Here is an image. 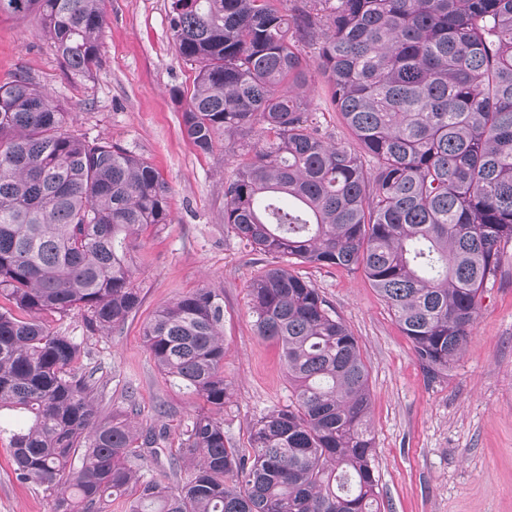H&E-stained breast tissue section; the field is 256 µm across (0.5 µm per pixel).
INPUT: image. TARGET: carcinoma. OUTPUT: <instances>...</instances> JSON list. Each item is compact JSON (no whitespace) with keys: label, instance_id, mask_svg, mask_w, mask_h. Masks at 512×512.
Masks as SVG:
<instances>
[{"label":"carcinoma","instance_id":"1","mask_svg":"<svg viewBox=\"0 0 512 512\" xmlns=\"http://www.w3.org/2000/svg\"><path fill=\"white\" fill-rule=\"evenodd\" d=\"M39 15L73 76L101 64L102 0H0ZM169 29L196 66L184 132L210 153L224 137L242 161L224 183V223L274 259L361 269L441 375L462 352L512 244V0H172ZM357 147L328 143L307 98L298 44ZM286 195L295 205L285 208ZM154 167L116 143L71 132L53 96L21 74L0 85V409L14 471L52 512H380L368 369L357 338L303 277L271 263L251 284L257 335L280 344L288 406L250 429L187 418L177 453L197 459L170 486L145 467L163 434L97 415L96 370L46 314L83 313L110 331L135 312L129 262L139 233L171 223ZM166 377L224 410V297L199 288L143 328Z\"/></svg>","mask_w":512,"mask_h":512}]
</instances>
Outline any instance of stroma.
I'll list each match as a JSON object with an SVG mask.
<instances>
[{
    "instance_id": "stroma-1",
    "label": "stroma",
    "mask_w": 512,
    "mask_h": 512,
    "mask_svg": "<svg viewBox=\"0 0 512 512\" xmlns=\"http://www.w3.org/2000/svg\"><path fill=\"white\" fill-rule=\"evenodd\" d=\"M171 0H104L107 26L101 64L88 77L67 75L37 16H0V84L25 73L69 112L75 134L104 139L142 156L169 186L172 215L148 228L132 251L139 309L110 334L90 331L80 314L48 323L84 343L104 385L101 417L135 405L139 429L165 426L167 454L157 475L188 474L173 459L188 416L204 405L163 375L142 331L160 307L198 288L224 295V375L232 397L224 435L248 450L249 428L287 406L292 387L274 341L257 336L250 285L269 256L252 250L224 222V184L240 158L224 141L198 152L181 121L175 89L195 71L178 55L168 25ZM316 124L332 141L355 140L322 83L309 93ZM357 337L369 370L370 420L381 512H512V249L486 288L469 340L447 372L432 377L419 364L386 303L362 270L298 264ZM8 434L0 435V512H50L41 489L19 482Z\"/></svg>"
}]
</instances>
